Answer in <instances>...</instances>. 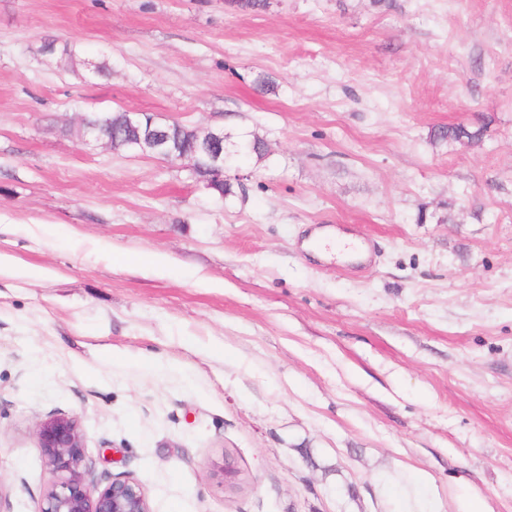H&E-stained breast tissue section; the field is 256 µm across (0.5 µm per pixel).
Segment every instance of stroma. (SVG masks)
<instances>
[{
    "label": "stroma",
    "mask_w": 512,
    "mask_h": 512,
    "mask_svg": "<svg viewBox=\"0 0 512 512\" xmlns=\"http://www.w3.org/2000/svg\"><path fill=\"white\" fill-rule=\"evenodd\" d=\"M117 111L266 151L219 198ZM0 257L8 512L57 411L152 512H512V0H0Z\"/></svg>",
    "instance_id": "1"
}]
</instances>
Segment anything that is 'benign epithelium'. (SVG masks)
I'll use <instances>...</instances> for the list:
<instances>
[{"instance_id":"benign-epithelium-1","label":"benign epithelium","mask_w":512,"mask_h":512,"mask_svg":"<svg viewBox=\"0 0 512 512\" xmlns=\"http://www.w3.org/2000/svg\"><path fill=\"white\" fill-rule=\"evenodd\" d=\"M126 124L139 136L127 141L131 152H150L174 164L183 161L198 168L207 163L218 180H223L226 148L224 130H206L196 134L192 151L176 153L171 145L170 125L144 112L126 113ZM111 126L108 115L94 123H83L84 135L107 141ZM34 434L55 480L42 496L39 512H152L143 483L134 477L115 478L101 484L87 455L86 437L77 417L56 412L35 425Z\"/></svg>"}]
</instances>
